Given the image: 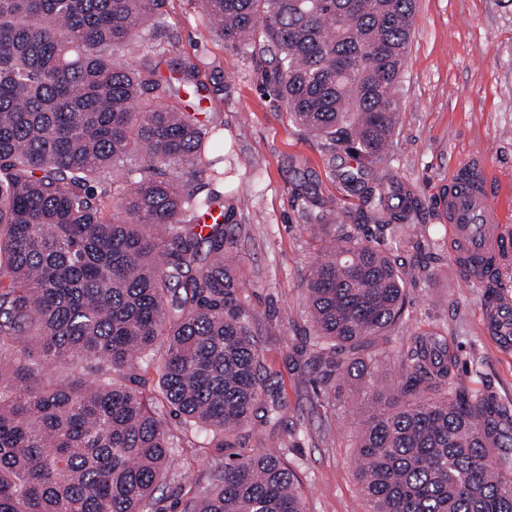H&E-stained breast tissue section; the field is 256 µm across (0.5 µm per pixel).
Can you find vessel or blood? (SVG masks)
<instances>
[{
	"label": "vessel or blood",
	"instance_id": "b4317fda",
	"mask_svg": "<svg viewBox=\"0 0 512 512\" xmlns=\"http://www.w3.org/2000/svg\"><path fill=\"white\" fill-rule=\"evenodd\" d=\"M437 208L448 225L458 276L495 286L501 266L512 256V238L506 235L493 200V173L485 154H472L455 169L438 196ZM490 325L492 335L512 334V292L502 291L494 301Z\"/></svg>",
	"mask_w": 512,
	"mask_h": 512
}]
</instances>
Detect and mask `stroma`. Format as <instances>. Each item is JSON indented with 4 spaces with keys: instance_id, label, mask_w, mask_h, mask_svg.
Segmentation results:
<instances>
[{
    "instance_id": "35a3bbf8",
    "label": "stroma",
    "mask_w": 512,
    "mask_h": 512,
    "mask_svg": "<svg viewBox=\"0 0 512 512\" xmlns=\"http://www.w3.org/2000/svg\"><path fill=\"white\" fill-rule=\"evenodd\" d=\"M160 12L173 39L169 57H196L201 71L202 94L184 97V105L224 123L236 167L225 190L241 200L224 231L248 284L244 308L270 382L287 404L278 434L288 444L304 508L367 512L353 468L357 413L324 402L320 375L303 365L312 336L305 279L320 236L299 195L309 191L323 200L328 223L381 243L386 235L379 225L355 223L363 202L331 176L323 140L289 122L255 59L208 33L201 0H162ZM398 96L389 165L416 191L414 222L422 234L395 252L408 299L381 376L394 383L408 337L437 326L455 356L459 383L512 407V351L487 333L485 290L457 276L448 227L434 208L453 169L481 152L512 234V0H416Z\"/></svg>"
}]
</instances>
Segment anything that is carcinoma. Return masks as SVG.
Wrapping results in <instances>:
<instances>
[{
  "instance_id": "cac0c4a2",
  "label": "carcinoma",
  "mask_w": 512,
  "mask_h": 512,
  "mask_svg": "<svg viewBox=\"0 0 512 512\" xmlns=\"http://www.w3.org/2000/svg\"><path fill=\"white\" fill-rule=\"evenodd\" d=\"M206 24L237 53L261 55L295 126L324 139L332 175L391 241L417 236L414 189L386 160L415 0H203ZM159 0H0V512H304L275 452L242 445L284 404L237 294L233 240L199 229L235 198L211 156L222 124L186 111L196 59L165 53ZM154 55L121 57L138 34ZM112 173V191L96 186ZM119 195L111 202V193ZM309 364L339 375L369 408L355 436L368 512H512V410L462 387L448 337L409 338L401 380L372 390L407 288L391 250L349 232L309 268ZM157 393L146 394L142 365ZM208 458L214 484L182 480L155 400Z\"/></svg>"
}]
</instances>
